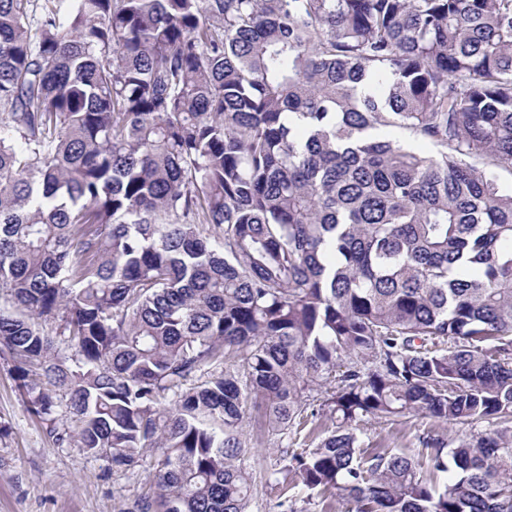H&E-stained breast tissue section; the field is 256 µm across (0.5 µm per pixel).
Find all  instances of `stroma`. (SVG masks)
Wrapping results in <instances>:
<instances>
[{"label": "stroma", "instance_id": "obj_1", "mask_svg": "<svg viewBox=\"0 0 512 512\" xmlns=\"http://www.w3.org/2000/svg\"><path fill=\"white\" fill-rule=\"evenodd\" d=\"M0 512H119L134 496L148 492V468L123 475L105 461L76 447H61L31 415L17 387L11 364L0 357ZM364 444L419 456L420 436L453 437L458 428L431 418L390 423L373 418L355 421Z\"/></svg>", "mask_w": 512, "mask_h": 512}]
</instances>
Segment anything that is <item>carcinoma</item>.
Segmentation results:
<instances>
[{"mask_svg":"<svg viewBox=\"0 0 512 512\" xmlns=\"http://www.w3.org/2000/svg\"><path fill=\"white\" fill-rule=\"evenodd\" d=\"M0 290L57 444L154 451L121 512H512V0H0ZM415 415L493 429H349ZM352 427L363 441L364 446L386 448L393 453H405L415 459H421L422 446L419 436L439 434L452 438L460 430L469 431L471 426L443 424L431 418L410 417L401 422H385L373 418H361L352 422Z\"/></svg>","mask_w":512,"mask_h":512,"instance_id":"carcinoma-1","label":"carcinoma"}]
</instances>
